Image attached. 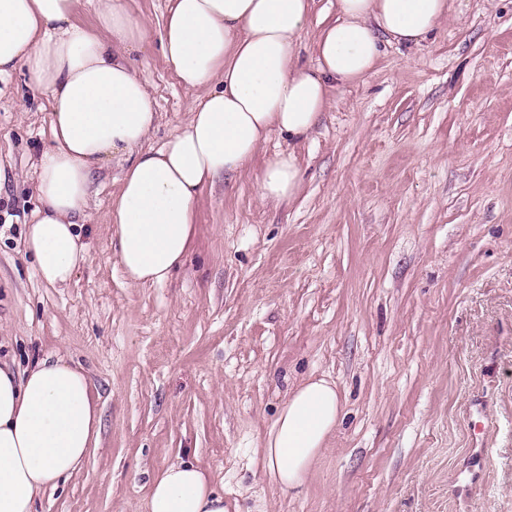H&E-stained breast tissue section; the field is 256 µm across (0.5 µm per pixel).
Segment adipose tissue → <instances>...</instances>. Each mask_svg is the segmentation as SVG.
I'll return each mask as SVG.
<instances>
[{"mask_svg":"<svg viewBox=\"0 0 512 512\" xmlns=\"http://www.w3.org/2000/svg\"><path fill=\"white\" fill-rule=\"evenodd\" d=\"M93 2L94 21L85 24L81 0H0V78L26 70L48 101L51 144L35 163L40 205L24 238L38 276L59 287L87 259L77 228L108 161H126L109 213L122 271L134 286L165 283L189 252L207 186L243 169L271 135L306 139L332 86L363 80L384 43L417 44L449 12L448 0H336L309 66L299 61V42L310 0H172L160 33L164 61L199 96L178 130L149 148L157 102L132 59L146 47L144 23L127 0ZM256 185L264 201L292 198L293 152L269 156ZM340 413L326 378H308L290 394L265 448L282 491L303 486ZM99 423L81 368L47 357L20 376L0 361V512H37L40 498L80 468ZM148 512L226 510L208 473L179 462L153 476Z\"/></svg>","mask_w":512,"mask_h":512,"instance_id":"obj_1","label":"adipose tissue"}]
</instances>
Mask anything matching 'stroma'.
Returning <instances> with one entry per match:
<instances>
[{
	"label": "stroma",
	"instance_id": "obj_1",
	"mask_svg": "<svg viewBox=\"0 0 512 512\" xmlns=\"http://www.w3.org/2000/svg\"><path fill=\"white\" fill-rule=\"evenodd\" d=\"M420 44L330 91L300 143L272 135L206 188L184 263L134 287L107 231L121 168L98 172L68 286L42 281L24 228L48 103L0 81V358L66 357L100 412L79 471L38 512H146L178 462L229 512H512V0H450ZM153 49L134 54L160 146L194 91L158 49L170 0H129ZM293 151L297 194L261 200L266 156ZM336 385L342 410L301 490L263 448L290 393Z\"/></svg>",
	"mask_w": 512,
	"mask_h": 512
}]
</instances>
